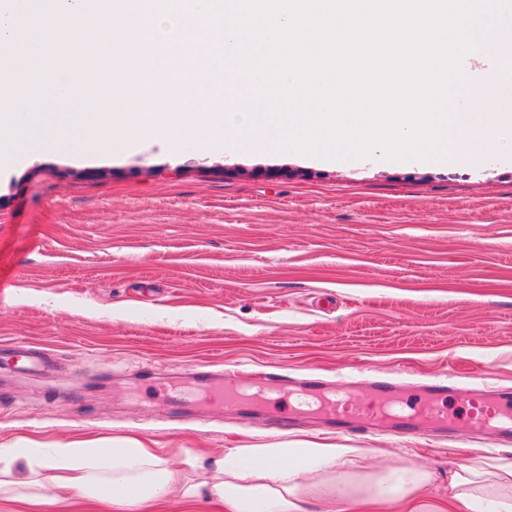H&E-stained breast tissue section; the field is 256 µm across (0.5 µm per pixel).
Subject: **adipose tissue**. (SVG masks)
Returning a JSON list of instances; mask_svg holds the SVG:
<instances>
[{"instance_id":"adipose-tissue-1","label":"adipose tissue","mask_w":512,"mask_h":512,"mask_svg":"<svg viewBox=\"0 0 512 512\" xmlns=\"http://www.w3.org/2000/svg\"><path fill=\"white\" fill-rule=\"evenodd\" d=\"M351 449L312 443L305 448L281 444L265 448H227L209 460L207 479L188 476L186 468L140 443L101 437L56 448L20 439L0 448V501L50 507L66 512L78 495L112 504L115 512H151L162 499L194 504L214 500L225 512H351L357 501L395 502L423 496L431 472L396 467L354 486L339 476L351 465ZM448 496L457 512H512V465L492 471L465 462L448 465Z\"/></svg>"}]
</instances>
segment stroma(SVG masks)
<instances>
[{
  "instance_id": "stroma-1",
  "label": "stroma",
  "mask_w": 512,
  "mask_h": 512,
  "mask_svg": "<svg viewBox=\"0 0 512 512\" xmlns=\"http://www.w3.org/2000/svg\"><path fill=\"white\" fill-rule=\"evenodd\" d=\"M0 445L133 436L200 459L291 441L362 451L353 468L512 462L475 433L471 389L512 399V164H325L154 145L64 155L0 176ZM41 350L27 369L19 348ZM448 379L453 433L366 431L183 398L200 373Z\"/></svg>"
}]
</instances>
